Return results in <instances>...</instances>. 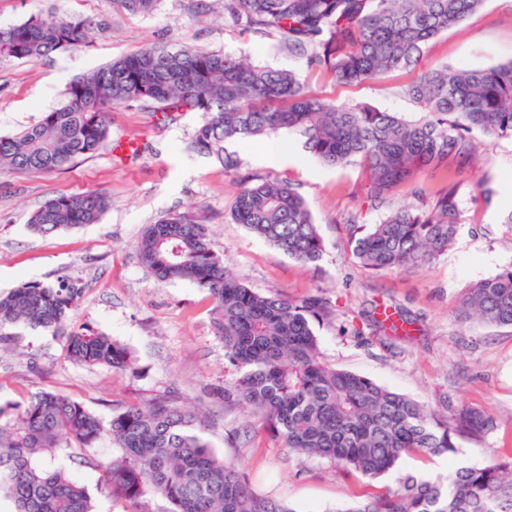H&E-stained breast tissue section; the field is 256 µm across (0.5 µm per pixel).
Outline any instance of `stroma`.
<instances>
[{
  "instance_id": "35a3bbf8",
  "label": "stroma",
  "mask_w": 512,
  "mask_h": 512,
  "mask_svg": "<svg viewBox=\"0 0 512 512\" xmlns=\"http://www.w3.org/2000/svg\"><path fill=\"white\" fill-rule=\"evenodd\" d=\"M80 20L87 44L35 60L0 59V135L15 133L55 106L66 86L110 60L148 45L176 51L187 46L231 53L255 64L292 70L317 93L340 103H364L419 115L404 95L411 72L356 86L309 71L306 55L279 38L232 25L224 0H157L153 11L133 14L120 0H0V28L32 16ZM512 60V0H487L458 26L423 48L426 67L486 68ZM199 112L162 114L136 103L113 110L110 145L69 169L39 177L0 176V294L27 283L63 279L81 290L72 325H85L126 346L131 369L84 366L66 360L61 336L24 324L11 326L0 349V403H25L51 391L76 399L108 418L126 403L167 394L203 407V436L221 457L241 459L257 493L295 512H334L364 500L361 480L343 476L328 460L289 454L252 427L247 411L225 405L220 389L237 373L224 358L212 323L208 293L186 280L158 281L142 266L136 243L145 225L173 212L205 211L210 245L225 266L264 295L328 299L333 315L315 328L320 358L426 406L483 408L497 423L483 446L459 440L440 457H408L399 473L380 480L396 488L400 474L431 477L461 465H479L512 450V327L460 321V298L469 285L512 266V139L483 140L473 168L426 177L429 192L453 187L460 207L458 233L446 252L414 270L375 273L354 258L348 224L375 223L389 210L413 204L408 189L371 204L360 164L323 166L296 135L235 139L222 157L190 150ZM142 143L132 156L113 154V141ZM290 179L319 226L324 253L305 265L253 236L230 213L240 182ZM89 190L105 191L111 208L99 223L50 235L33 232L32 213L47 200ZM405 319L410 333L380 328L384 315ZM109 441L62 458L84 484L95 512H124L100 491L97 462L112 456Z\"/></svg>"
}]
</instances>
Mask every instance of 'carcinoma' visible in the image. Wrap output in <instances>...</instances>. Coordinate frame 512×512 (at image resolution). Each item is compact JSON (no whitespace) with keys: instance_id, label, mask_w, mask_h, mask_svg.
<instances>
[{"instance_id":"cac0c4a2","label":"carcinoma","mask_w":512,"mask_h":512,"mask_svg":"<svg viewBox=\"0 0 512 512\" xmlns=\"http://www.w3.org/2000/svg\"><path fill=\"white\" fill-rule=\"evenodd\" d=\"M484 2L224 0V12L246 31L308 51L309 70L352 86L416 69L426 42ZM87 38L81 21L34 16L0 30V57L34 60ZM404 93L420 106L419 118L338 103L290 70L222 52L146 46L70 82L36 123L0 135V174L43 176L94 155L109 137L111 111L131 103L151 102L163 113H202L191 146L203 154L222 155L231 139L285 131L302 138L325 166L360 162L371 200L381 202L408 186L422 201L391 210L367 228L350 225L352 255L371 271H393L436 258L457 233L453 188L425 204L423 176L450 159L460 171L472 165L480 149L475 131L512 139V60L486 69H425ZM110 205L100 190L59 195L34 211L29 224L42 235L95 224ZM232 219L300 263H315L323 254L318 225L286 179L242 183ZM137 253L157 279L187 280L208 292L225 359L238 374L224 388V404L247 407L255 425L291 453L326 459L371 486L405 456L453 453L458 439L480 445L494 430L493 418L480 408L465 406L448 416L324 363L314 325L329 318L328 302L265 296L242 284L211 249L198 212L148 225ZM80 293L68 282H27L0 296V344L9 340L1 330L25 323L64 337L73 363L129 368L131 352L110 336L84 327L64 330ZM459 316L512 326V268L471 284ZM200 426L199 417L170 395L129 402L107 421L47 391L22 408L0 404V495L14 512H93L88 488L51 461L108 438L118 452L97 464L100 490L124 503V512H149L151 497L165 500L168 512H294L256 493L242 461L220 458ZM336 512H512V453L460 467L445 484L408 473L396 489Z\"/></svg>"}]
</instances>
